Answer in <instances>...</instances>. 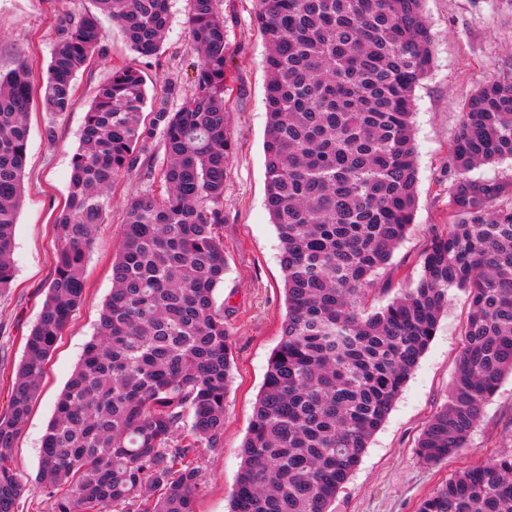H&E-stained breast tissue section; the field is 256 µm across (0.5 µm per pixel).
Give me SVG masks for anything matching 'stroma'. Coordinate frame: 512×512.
Instances as JSON below:
<instances>
[{
  "label": "stroma",
  "instance_id": "stroma-1",
  "mask_svg": "<svg viewBox=\"0 0 512 512\" xmlns=\"http://www.w3.org/2000/svg\"><path fill=\"white\" fill-rule=\"evenodd\" d=\"M93 0H0V71L26 61L34 84L47 76L60 18L94 10ZM224 20L230 70L235 77L229 129L235 142L224 188L227 272L215 291L233 346L232 382L226 397L222 446L200 449L197 512H228L240 466V449L272 351L281 339L286 312L280 242L265 206L263 144L266 136L265 57L268 46L255 22L256 0H216ZM188 0H171L169 33L159 53L132 52L111 20H103L106 62L79 73L69 112L52 115L34 105L28 115V163L14 236L15 280L0 293V414L9 406L11 384L24 356V338L37 321L54 270L53 226L68 195L70 163L85 114L111 66L135 64L146 79L149 100L168 82L190 94L199 56L187 23ZM433 38L431 71L415 91L414 148L419 168L414 226L395 250L378 281L373 306L413 287L421 255L454 217L448 206V156L461 112L487 81L512 76V0H425ZM137 173L120 175L108 192L109 215L97 228L85 261L86 296L45 366L41 390L10 451L14 471L29 486L17 512H51L38 482L42 436L56 401L93 339L101 307L112 290V263L121 244L128 200L152 190ZM469 311L466 292L451 289L436 335L404 385L383 426L371 438L359 465L337 494L330 512H416L421 500L457 471L512 455V375L486 405L467 448L437 464L423 463L415 446L431 416L447 400Z\"/></svg>",
  "mask_w": 512,
  "mask_h": 512
}]
</instances>
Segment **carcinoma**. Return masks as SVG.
<instances>
[{"instance_id": "obj_1", "label": "carcinoma", "mask_w": 512, "mask_h": 512, "mask_svg": "<svg viewBox=\"0 0 512 512\" xmlns=\"http://www.w3.org/2000/svg\"><path fill=\"white\" fill-rule=\"evenodd\" d=\"M132 51L151 57L169 30V0H96ZM424 0H258L269 52L264 142L266 209L281 245L288 312L269 358L229 512H328L389 415L448 307L470 313L448 401L424 427L417 455L437 464L467 447L484 407L512 374V183L474 178L512 159V77L469 98L451 146L455 223L423 252L415 286L366 306L380 271L413 224L419 169L415 90L433 65ZM200 57L191 95L174 110L147 104L142 71L115 65L97 86L71 158L54 225L53 277L0 416V512L29 487L15 447L44 366L85 299L84 264L108 190L142 172L160 191L131 197L112 291L96 334L58 398L38 483L53 512H196L198 449L219 448L232 341L214 293L227 270L224 197L234 144L230 70L214 0H189ZM106 54L95 13L59 22L46 81L52 115L70 111L75 80ZM34 102L28 64L0 73V293L14 276V232ZM162 134L166 162L141 157ZM417 512H512V456L467 468Z\"/></svg>"}]
</instances>
